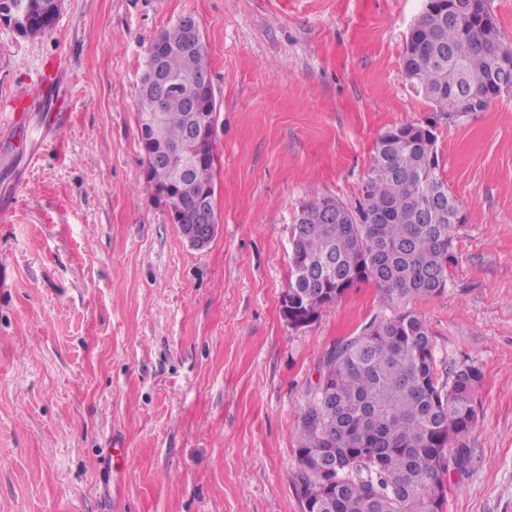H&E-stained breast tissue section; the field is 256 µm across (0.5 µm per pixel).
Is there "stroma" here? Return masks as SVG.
Listing matches in <instances>:
<instances>
[{
    "instance_id": "stroma-1",
    "label": "stroma",
    "mask_w": 512,
    "mask_h": 512,
    "mask_svg": "<svg viewBox=\"0 0 512 512\" xmlns=\"http://www.w3.org/2000/svg\"><path fill=\"white\" fill-rule=\"evenodd\" d=\"M423 6L63 0L41 36L0 24V512H302L298 417L323 357L401 309L424 320L440 381L482 374L444 512H512V93L439 119L402 63ZM187 13L217 105L202 249L148 187L137 123L148 48ZM60 69L67 126L44 148L15 92ZM407 123L431 126L466 216L445 290L397 307L360 283L289 326L301 207L356 205L377 139Z\"/></svg>"
}]
</instances>
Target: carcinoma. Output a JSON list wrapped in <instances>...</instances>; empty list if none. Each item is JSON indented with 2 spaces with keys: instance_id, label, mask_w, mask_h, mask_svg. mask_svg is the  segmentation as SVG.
Returning <instances> with one entry per match:
<instances>
[{
  "instance_id": "cac0c4a2",
  "label": "carcinoma",
  "mask_w": 512,
  "mask_h": 512,
  "mask_svg": "<svg viewBox=\"0 0 512 512\" xmlns=\"http://www.w3.org/2000/svg\"><path fill=\"white\" fill-rule=\"evenodd\" d=\"M62 0H35L21 36L47 31ZM492 14L488 0H447V9H424L406 48L416 68H404L411 86L444 118L482 112L491 79V55L512 68V44L489 40L469 12ZM187 33L176 22L153 45L169 52L163 65L173 75L211 74L206 48L186 54ZM184 91L167 99L155 135L142 134L145 156L185 144L193 122ZM423 127L406 124L382 134L374 148L362 199L351 208L334 197L301 207L291 227L289 311L316 320L360 282H371L390 303L427 300L445 290L451 247L461 208L440 172L429 162ZM214 137L207 162L177 180L162 162L149 164L147 185L172 188V206L193 208L199 191L214 188ZM343 207L340 221L306 222L320 204ZM480 371L462 365L448 386L438 383L432 340L424 321L403 313L370 323L334 344L322 362L321 380L299 416L297 468L292 485L309 512H443L445 475L471 462L467 440L475 424L474 393Z\"/></svg>"
}]
</instances>
